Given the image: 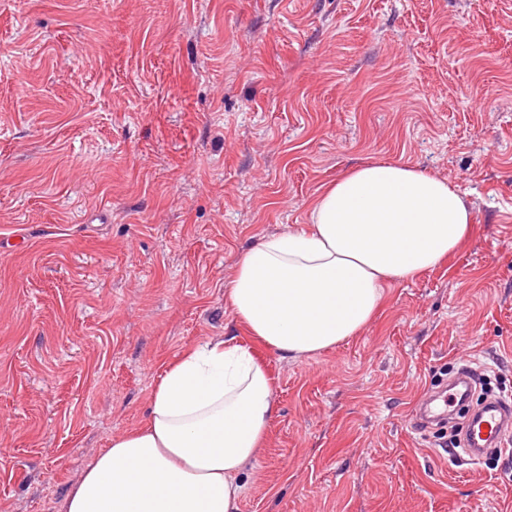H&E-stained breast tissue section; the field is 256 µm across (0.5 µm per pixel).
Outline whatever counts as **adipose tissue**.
I'll use <instances>...</instances> for the list:
<instances>
[{"label": "adipose tissue", "mask_w": 512, "mask_h": 512, "mask_svg": "<svg viewBox=\"0 0 512 512\" xmlns=\"http://www.w3.org/2000/svg\"><path fill=\"white\" fill-rule=\"evenodd\" d=\"M308 216L245 250L226 290L251 335L288 359L359 335L387 285L448 259L473 222L456 187L402 162L352 168ZM276 411L267 370L234 338L185 350L165 369L143 427L113 438L62 512H238L239 476Z\"/></svg>", "instance_id": "adipose-tissue-1"}]
</instances>
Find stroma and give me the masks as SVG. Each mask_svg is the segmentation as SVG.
Here are the masks:
<instances>
[{"instance_id":"obj_1","label":"stroma","mask_w":512,"mask_h":512,"mask_svg":"<svg viewBox=\"0 0 512 512\" xmlns=\"http://www.w3.org/2000/svg\"><path fill=\"white\" fill-rule=\"evenodd\" d=\"M378 161L463 194L462 247L328 350L253 341L241 253ZM215 336L278 409L239 512H512V456L411 426L461 366L512 391V0H0V512H59Z\"/></svg>"}]
</instances>
